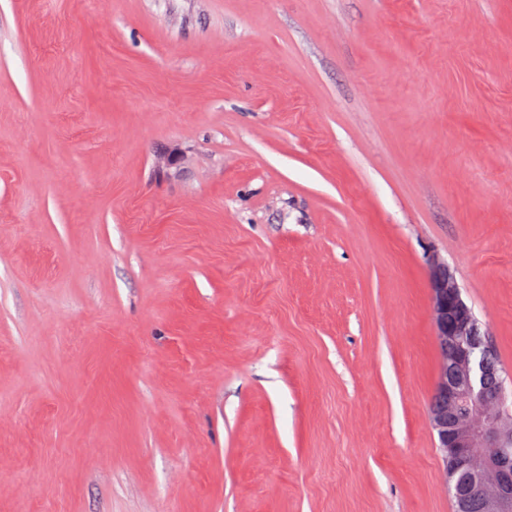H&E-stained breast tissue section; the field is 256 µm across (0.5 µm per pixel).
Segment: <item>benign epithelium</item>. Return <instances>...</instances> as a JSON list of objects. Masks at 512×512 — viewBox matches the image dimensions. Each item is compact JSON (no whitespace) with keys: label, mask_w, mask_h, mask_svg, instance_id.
<instances>
[{"label":"benign epithelium","mask_w":512,"mask_h":512,"mask_svg":"<svg viewBox=\"0 0 512 512\" xmlns=\"http://www.w3.org/2000/svg\"><path fill=\"white\" fill-rule=\"evenodd\" d=\"M440 370L429 405L456 512H512V386L453 272L429 259Z\"/></svg>","instance_id":"1"}]
</instances>
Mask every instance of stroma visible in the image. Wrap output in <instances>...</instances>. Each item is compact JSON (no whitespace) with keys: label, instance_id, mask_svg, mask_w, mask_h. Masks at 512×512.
Instances as JSON below:
<instances>
[{"label":"stroma","instance_id":"stroma-1","mask_svg":"<svg viewBox=\"0 0 512 512\" xmlns=\"http://www.w3.org/2000/svg\"><path fill=\"white\" fill-rule=\"evenodd\" d=\"M432 253L512 375V0H0V512H452Z\"/></svg>","mask_w":512,"mask_h":512}]
</instances>
